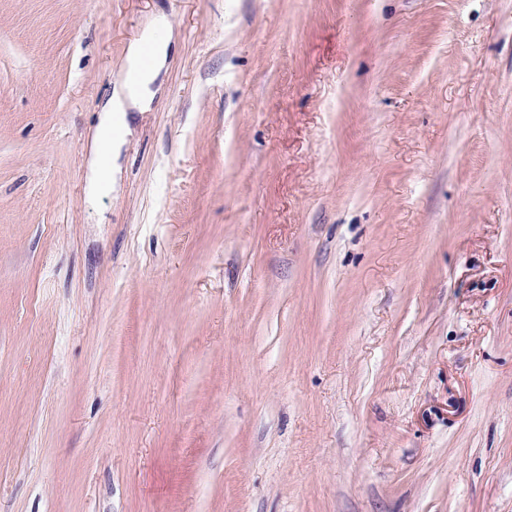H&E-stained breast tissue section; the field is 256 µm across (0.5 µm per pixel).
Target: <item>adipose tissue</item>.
Masks as SVG:
<instances>
[{"label": "adipose tissue", "mask_w": 512, "mask_h": 512, "mask_svg": "<svg viewBox=\"0 0 512 512\" xmlns=\"http://www.w3.org/2000/svg\"><path fill=\"white\" fill-rule=\"evenodd\" d=\"M165 24L164 18H157L152 30L146 31L143 41H151L153 44V62L150 66H142V43H133L127 53L126 65L128 70L137 72L138 77L132 81H126L117 85L105 106L100 119L98 133L99 142L119 147L123 142V132L112 129V120L115 114H123L135 110L144 109L149 102L150 87L159 76L165 62L168 42L166 39L156 37V28Z\"/></svg>", "instance_id": "1"}]
</instances>
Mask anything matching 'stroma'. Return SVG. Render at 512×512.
I'll use <instances>...</instances> for the list:
<instances>
[{"label":"stroma","mask_w":512,"mask_h":512,"mask_svg":"<svg viewBox=\"0 0 512 512\" xmlns=\"http://www.w3.org/2000/svg\"><path fill=\"white\" fill-rule=\"evenodd\" d=\"M0 512H512V0H0ZM166 24L163 17L157 18L153 27L145 32L143 40L153 42V62L147 68L142 67V45L143 41L133 43L127 53L126 65L129 71L138 72L137 79L133 81H125L117 85L101 112L103 115L100 119V129L98 133V143H105L112 146V171L104 168L99 159V148L96 147L95 158L90 168L88 177L89 200L113 191L114 185V169L113 154L123 143L125 132L117 131L114 135L112 130V120L114 114H122L133 112L135 110L144 109L149 103L150 86L159 76L165 62L168 40L157 38L155 32L159 27Z\"/></svg>","instance_id":"1"}]
</instances>
